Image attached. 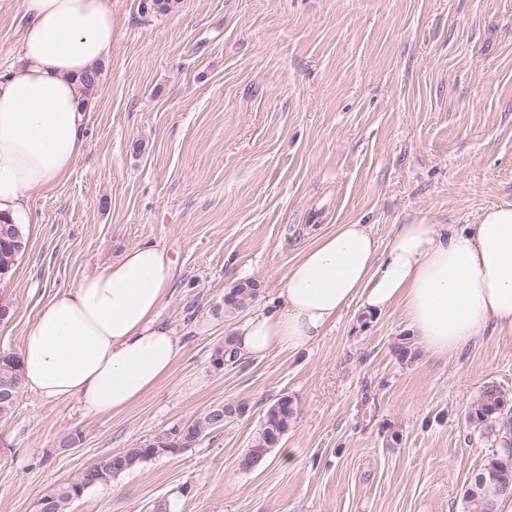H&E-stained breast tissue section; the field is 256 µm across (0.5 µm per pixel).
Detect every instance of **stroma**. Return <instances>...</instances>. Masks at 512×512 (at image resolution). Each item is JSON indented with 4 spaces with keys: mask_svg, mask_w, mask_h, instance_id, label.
<instances>
[{
    "mask_svg": "<svg viewBox=\"0 0 512 512\" xmlns=\"http://www.w3.org/2000/svg\"><path fill=\"white\" fill-rule=\"evenodd\" d=\"M112 0V51L87 95L69 174L29 197L25 252L0 278V353H19L56 292L142 244L175 260L160 320L183 349L124 411L22 390L0 418V512H37L97 458L191 422L245 412L196 445L89 488L70 512H470L467 481L494 455L467 415L487 383L512 398V338L442 357L393 347L400 308L352 303L324 338L224 368L212 355L282 288L298 250L336 224L425 212L475 223L512 203V0ZM257 280L238 313L224 294ZM290 395L282 445L239 459Z\"/></svg>",
    "mask_w": 512,
    "mask_h": 512,
    "instance_id": "1",
    "label": "stroma"
}]
</instances>
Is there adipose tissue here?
Instances as JSON below:
<instances>
[{"label":"adipose tissue","instance_id":"obj_1","mask_svg":"<svg viewBox=\"0 0 512 512\" xmlns=\"http://www.w3.org/2000/svg\"><path fill=\"white\" fill-rule=\"evenodd\" d=\"M16 58L0 69V221H29L28 194L62 180L83 152L82 77L112 50V0H25ZM174 275L167 249L141 244L40 309L19 353L25 385L92 414L121 412L172 371L181 345L158 317ZM360 301L400 307L426 351L455 354L494 330L512 335V204L458 229L426 215L394 225L339 224L296 255L272 306L236 331L241 355L317 342Z\"/></svg>","mask_w":512,"mask_h":512}]
</instances>
